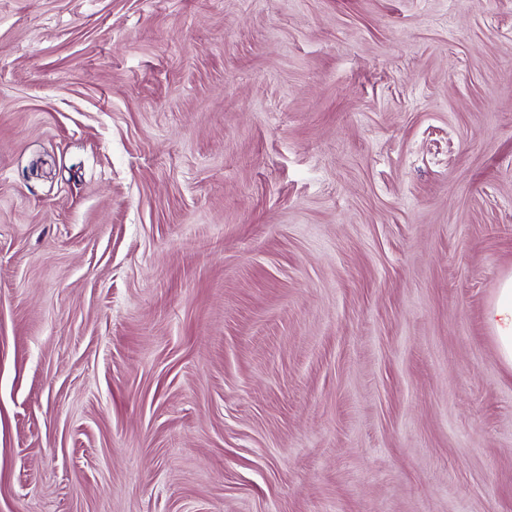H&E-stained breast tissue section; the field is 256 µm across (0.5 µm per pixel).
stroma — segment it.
Here are the masks:
<instances>
[{"instance_id": "1", "label": "stroma", "mask_w": 512, "mask_h": 512, "mask_svg": "<svg viewBox=\"0 0 512 512\" xmlns=\"http://www.w3.org/2000/svg\"><path fill=\"white\" fill-rule=\"evenodd\" d=\"M512 0H0V512H512ZM501 363L512 372V274L503 279L486 314Z\"/></svg>"}]
</instances>
